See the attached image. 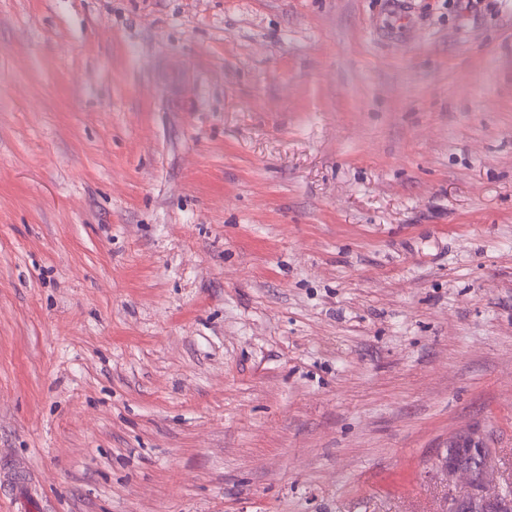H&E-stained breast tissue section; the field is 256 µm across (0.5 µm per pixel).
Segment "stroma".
<instances>
[{
	"mask_svg": "<svg viewBox=\"0 0 512 512\" xmlns=\"http://www.w3.org/2000/svg\"><path fill=\"white\" fill-rule=\"evenodd\" d=\"M512 483V0H0V512H448ZM482 453H487V448L483 451L477 447L471 448L466 445H457L454 448H448V459L458 462L469 464L475 459L479 458ZM488 456H482L477 464L469 465H452L448 462L445 463L444 468L447 475H453L461 472L466 476L470 485L473 488H479L486 496H476L473 498L456 501L453 503L450 512H499L502 511L499 507L502 505L504 494L498 491L496 494H491L488 490V482L486 480V471L488 467ZM479 501V503H478ZM477 504H479L477 506Z\"/></svg>",
	"mask_w": 512,
	"mask_h": 512,
	"instance_id": "35a3bbf8",
	"label": "stroma"
}]
</instances>
